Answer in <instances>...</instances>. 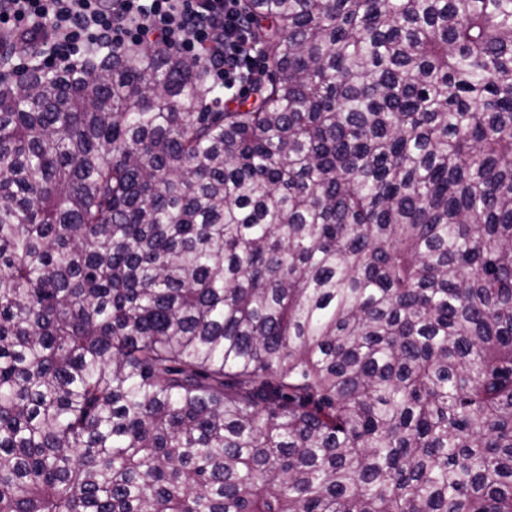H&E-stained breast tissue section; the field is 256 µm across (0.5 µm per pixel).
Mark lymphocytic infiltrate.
Returning <instances> with one entry per match:
<instances>
[{
	"mask_svg": "<svg viewBox=\"0 0 512 512\" xmlns=\"http://www.w3.org/2000/svg\"><path fill=\"white\" fill-rule=\"evenodd\" d=\"M242 0H0V45L29 37L52 71L138 43L197 60L228 90L253 82L255 37Z\"/></svg>",
	"mask_w": 512,
	"mask_h": 512,
	"instance_id": "obj_1",
	"label": "lymphocytic infiltrate"
}]
</instances>
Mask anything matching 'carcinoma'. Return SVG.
<instances>
[{
    "mask_svg": "<svg viewBox=\"0 0 512 512\" xmlns=\"http://www.w3.org/2000/svg\"><path fill=\"white\" fill-rule=\"evenodd\" d=\"M0 75V512H512V0H244Z\"/></svg>",
    "mask_w": 512,
    "mask_h": 512,
    "instance_id": "1",
    "label": "carcinoma"
}]
</instances>
